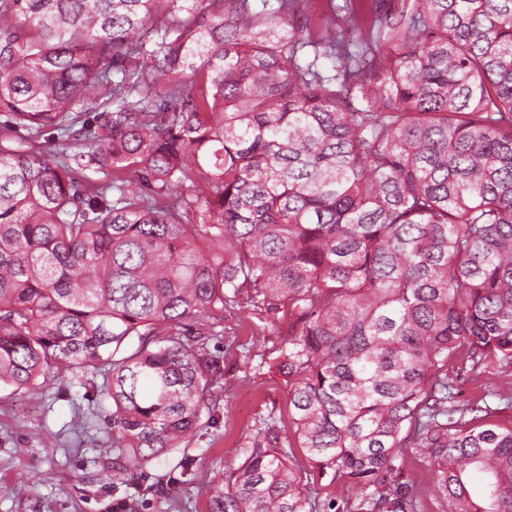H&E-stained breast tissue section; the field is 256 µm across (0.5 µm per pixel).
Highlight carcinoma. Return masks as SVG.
Masks as SVG:
<instances>
[{"mask_svg":"<svg viewBox=\"0 0 512 512\" xmlns=\"http://www.w3.org/2000/svg\"><path fill=\"white\" fill-rule=\"evenodd\" d=\"M295 3L0 0V385L105 371L131 479L212 420L246 302L288 319L299 447L359 490L331 512H421L403 448L441 512H512V424L453 393L512 369V0L361 40ZM309 506L271 427L210 499ZM396 464L399 470L394 478L399 484L415 485L421 493L423 512H439L441 502L429 480L430 461L417 448H403Z\"/></svg>","mask_w":512,"mask_h":512,"instance_id":"obj_1","label":"carcinoma"}]
</instances>
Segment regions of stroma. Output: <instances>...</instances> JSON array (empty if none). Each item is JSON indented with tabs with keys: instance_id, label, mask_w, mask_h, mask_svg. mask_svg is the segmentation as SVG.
<instances>
[{
	"instance_id": "1",
	"label": "stroma",
	"mask_w": 512,
	"mask_h": 512,
	"mask_svg": "<svg viewBox=\"0 0 512 512\" xmlns=\"http://www.w3.org/2000/svg\"><path fill=\"white\" fill-rule=\"evenodd\" d=\"M266 319L251 306L226 320L224 336L211 342L224 357L213 420L126 482L113 479L112 458L98 446L111 437L112 424L97 406L95 387L74 383L66 373L19 391L1 386L0 512H209L222 476L243 463L263 419L273 418L280 435L293 433L288 378L277 366L288 347V328L258 335ZM511 388L512 374H484L459 382L457 400L484 398L494 406L497 392ZM294 455L308 475L306 494L316 507L354 496L345 481L319 476L303 449ZM397 464V482L419 489L423 512H440L429 459L406 448ZM22 476L31 484L25 493H14Z\"/></svg>"
}]
</instances>
